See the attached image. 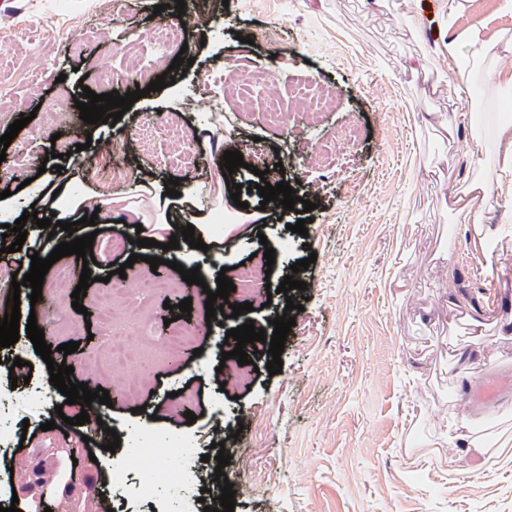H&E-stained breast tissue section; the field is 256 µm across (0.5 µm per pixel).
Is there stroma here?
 I'll list each match as a JSON object with an SVG mask.
<instances>
[{"mask_svg":"<svg viewBox=\"0 0 512 512\" xmlns=\"http://www.w3.org/2000/svg\"><path fill=\"white\" fill-rule=\"evenodd\" d=\"M87 2L11 0L0 9V85L15 92L0 110V136L20 116L32 117L6 150L10 170H0L11 219L30 207L21 187L26 179L67 181L78 194L100 188L112 172L98 162L99 144L120 138L126 152L115 162L126 168L127 180L113 185L112 195L138 178L160 191L178 178L203 202L212 243L205 251L185 248L179 257L134 244L111 251L109 240L136 230L122 223L121 213L100 212L88 296L111 292L106 277L115 265H126L130 277L153 272L175 283L179 274L169 262L176 259L187 269L227 268L233 280L240 263L264 268L269 247L276 254L271 285L277 289L291 274L307 289L277 291L269 306L198 334L201 354L184 364L161 353L168 307L191 299L181 325L205 320L216 279L208 277L204 292L151 294L149 326L128 328L131 340L151 344L149 389L105 411L103 424L117 431L120 448L102 450L95 426L70 425L81 407L66 404L64 395H53V409L38 419L23 406L2 407L9 433L0 442V503L44 512L60 495L42 476L57 469L67 443L76 458L63 495L68 512H169L164 490L147 497L139 488L153 459L129 464L114 488L111 456L124 455L131 442L150 443L155 433L190 437L197 455H205L220 427L229 436L224 474L235 490L234 512H512V458L498 453L512 439V393L491 421L483 408L462 402L457 384L463 376L512 372V330L504 327L512 321V228L503 222L512 173H501L495 143L496 121L512 119V88L497 79L512 73V53L477 67L470 95L459 99L448 95V0H185L182 11L175 0H136L116 24V0H98L94 9ZM180 20L192 67L172 70L171 84L136 100L117 123H84L74 102L82 87L121 96L135 91L124 72L149 52L164 25ZM456 28H479L504 43L512 41V14L500 11L499 0H469ZM239 60L267 81L250 108L223 98L230 122L218 150L209 137L215 114L208 96ZM203 72L210 75L204 94L197 86ZM310 84L335 91L332 111L294 117L281 129L268 122L265 98L286 103ZM172 114L182 130L201 134L193 156L179 161L164 128ZM55 134L68 150L56 167L43 163ZM255 146L268 162L284 164L267 182H288L296 196L314 203L307 236L290 231L295 212L262 203L256 192L239 200L262 211V221L245 222L243 234H225L239 201L230 194L250 178L246 165ZM226 149L246 162L229 181L222 171ZM477 173L493 188L483 247L473 245L465 216L443 204ZM25 228L21 251L0 253V299L19 295L21 316L36 317L54 362L73 366V383L112 390V377L82 364L83 355L103 348L99 312L87 317L58 300V283L71 290L79 283L71 257L51 266L38 302H31L30 287L13 291V274H26L32 255L47 257L69 238L30 222ZM139 251L144 260L130 262ZM312 253L317 259L308 270L291 273L293 263ZM152 257L162 258L158 269L150 268ZM290 300L301 309L284 344L281 373L269 374L263 343L245 378L220 371L227 330L251 322L273 332V319ZM70 341L77 352H58ZM18 358L31 369H13ZM48 375L29 338L0 348L1 396L45 383ZM178 390L187 398L181 408L171 398ZM139 403L145 412L136 411ZM188 410L195 421L186 420ZM60 412L64 421L41 430V422ZM460 432L480 453L453 447Z\"/></svg>","mask_w":512,"mask_h":512,"instance_id":"obj_1","label":"stroma"}]
</instances>
